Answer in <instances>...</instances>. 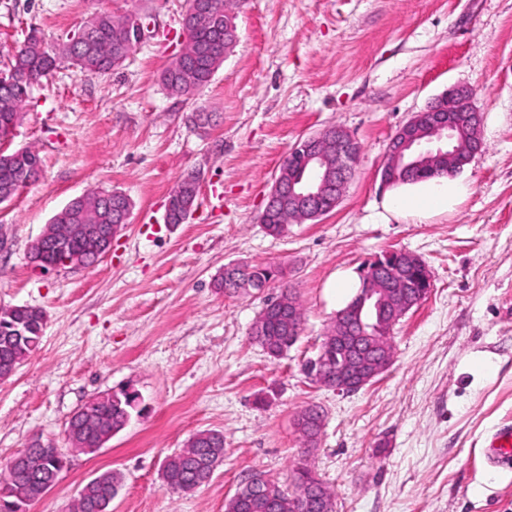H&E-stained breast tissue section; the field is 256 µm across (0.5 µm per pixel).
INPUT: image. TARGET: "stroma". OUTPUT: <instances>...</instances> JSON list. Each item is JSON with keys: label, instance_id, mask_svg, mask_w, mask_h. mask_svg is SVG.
I'll use <instances>...</instances> for the list:
<instances>
[{"label": "stroma", "instance_id": "obj_1", "mask_svg": "<svg viewBox=\"0 0 512 512\" xmlns=\"http://www.w3.org/2000/svg\"><path fill=\"white\" fill-rule=\"evenodd\" d=\"M186 0H0V67L30 30L47 46L98 11L152 16L155 33L120 69L62 64L35 86L0 148L35 149L41 175L0 204V306L43 309L37 350L0 381V468L33 437L66 455L31 512H71L80 488L119 471L112 512H224L252 472L291 488L307 459L336 512H512V465L490 466V436L512 422V0H235L237 41L209 86L178 97L160 75L185 44ZM474 92L481 150L447 209L395 212L378 168L390 138L448 87ZM213 113L207 132L192 112ZM339 126L362 159L340 205L268 235L258 217L300 139ZM198 173L199 205L166 224L178 180ZM117 188L133 201L95 266L47 273L29 244L71 199ZM394 250L421 257L434 286L392 330L390 369L358 392L301 371L342 301L327 289ZM233 262L278 263L303 309L301 337L274 359L249 339L259 295L216 292ZM134 385L145 409L104 447L71 450L69 417ZM320 406L304 451L295 421ZM224 434V461L190 494L163 462L197 431Z\"/></svg>", "mask_w": 512, "mask_h": 512}]
</instances>
